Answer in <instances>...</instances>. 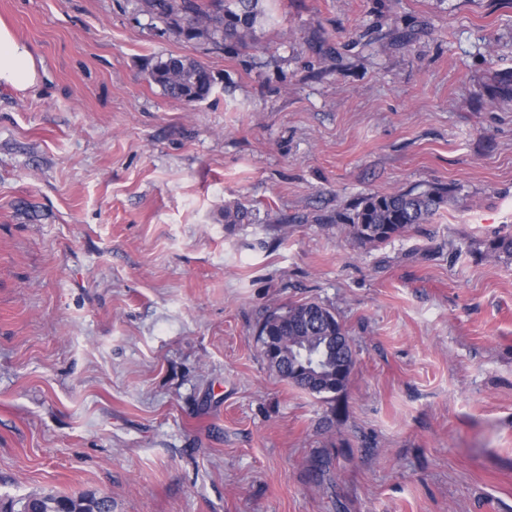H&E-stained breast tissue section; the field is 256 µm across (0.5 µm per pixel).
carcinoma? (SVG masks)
<instances>
[{"label": "carcinoma", "instance_id": "carcinoma-1", "mask_svg": "<svg viewBox=\"0 0 512 512\" xmlns=\"http://www.w3.org/2000/svg\"><path fill=\"white\" fill-rule=\"evenodd\" d=\"M145 11L185 42L206 39L213 44L244 43L262 17L259 0H143ZM150 80L170 97L185 102L206 100L213 87L210 71L187 56L158 60ZM449 190L431 187L405 190L362 199L352 218V232L364 244L377 245L417 224H426ZM251 212L244 206L224 210V223L248 224ZM277 336L278 354L267 362L280 378L311 394L339 393L346 389L355 357L351 347L339 348L342 328L331 309L314 302L273 311L262 321ZM17 512H101L112 501L86 493L77 497L53 493L30 495L18 501Z\"/></svg>", "mask_w": 512, "mask_h": 512}]
</instances>
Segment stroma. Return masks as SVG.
<instances>
[{"label":"stroma","instance_id":"1","mask_svg":"<svg viewBox=\"0 0 512 512\" xmlns=\"http://www.w3.org/2000/svg\"><path fill=\"white\" fill-rule=\"evenodd\" d=\"M259 6L216 46L141 0H0L39 70L0 88V512H512V0ZM171 55L205 101L150 81ZM434 186L429 223L354 237L362 198ZM305 301L343 392L267 365ZM149 77L165 94L188 103L206 100L214 83L210 71L187 56L171 55L158 60L151 68ZM312 307H315L325 319H330L331 323L316 331L309 329L306 316ZM261 324L268 328L269 335L278 336L275 341L278 354L275 357H268L264 349L263 354L270 368L280 378L311 394L339 393L346 389L355 357L351 346L343 349L338 347L336 336L341 343L349 338L339 336L343 326L331 309L312 301L296 303L284 311H272ZM340 334L344 335V332L341 331ZM306 362L308 369L305 366ZM343 366L346 368V374L342 379H337L336 371ZM307 371L321 372L311 388L305 383ZM17 512H58L67 509V512H100L106 508L112 512V500H101L91 493L81 494L77 497L61 496L53 493L30 495L21 498Z\"/></svg>","mask_w":512,"mask_h":512}]
</instances>
